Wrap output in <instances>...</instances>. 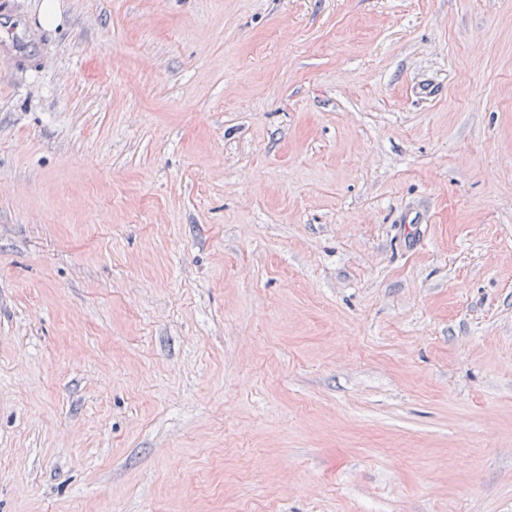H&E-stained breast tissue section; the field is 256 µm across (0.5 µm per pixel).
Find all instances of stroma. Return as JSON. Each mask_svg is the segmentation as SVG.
Segmentation results:
<instances>
[{"instance_id":"1","label":"stroma","mask_w":512,"mask_h":512,"mask_svg":"<svg viewBox=\"0 0 512 512\" xmlns=\"http://www.w3.org/2000/svg\"><path fill=\"white\" fill-rule=\"evenodd\" d=\"M0 38V512H512V0Z\"/></svg>"}]
</instances>
